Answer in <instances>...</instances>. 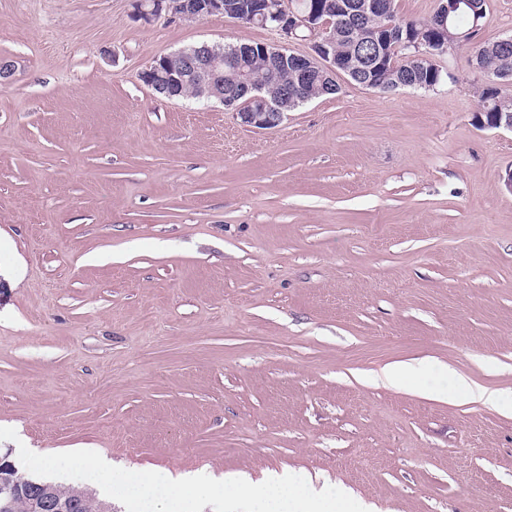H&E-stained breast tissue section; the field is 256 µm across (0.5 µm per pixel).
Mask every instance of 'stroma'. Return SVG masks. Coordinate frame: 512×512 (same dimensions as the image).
<instances>
[{"label":"stroma","instance_id":"stroma-1","mask_svg":"<svg viewBox=\"0 0 512 512\" xmlns=\"http://www.w3.org/2000/svg\"><path fill=\"white\" fill-rule=\"evenodd\" d=\"M283 42L133 0H0V456L321 477L372 512H512V417L384 386L430 359L512 392V133L483 75L339 94L278 127L146 87L155 57ZM506 84L490 88L483 83L479 87V96L482 102L479 112H483L480 115L486 122L494 119L497 114L495 112H498L492 127L512 132V92L506 88Z\"/></svg>","mask_w":512,"mask_h":512}]
</instances>
